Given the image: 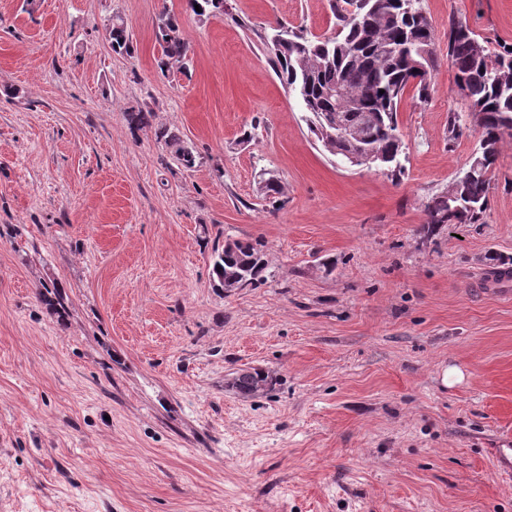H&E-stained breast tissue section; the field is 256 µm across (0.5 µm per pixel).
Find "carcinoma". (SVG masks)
Instances as JSON below:
<instances>
[{"instance_id": "obj_1", "label": "carcinoma", "mask_w": 512, "mask_h": 512, "mask_svg": "<svg viewBox=\"0 0 512 512\" xmlns=\"http://www.w3.org/2000/svg\"><path fill=\"white\" fill-rule=\"evenodd\" d=\"M224 0H188L187 7L201 20L224 14ZM200 9H195V6ZM336 33L310 36L302 28H291L287 42L270 51V62L278 78L299 100L308 130L339 162H344L353 144L341 137L327 138L323 128L336 119V105L327 90L340 83L352 93L359 109L345 120L360 129L362 144L385 158L379 167L398 178L404 172V134L398 121V105L412 90L427 103L432 94L431 72L439 57L433 26L417 19L423 14L420 0H330ZM112 50L130 53V37L120 17L107 28ZM156 40L161 47L157 66L161 73L175 67L189 69L190 45L182 36L178 17L168 11L158 17ZM424 43L430 48L429 73L408 83V48ZM448 65L455 83L463 85L465 111H448V147L463 135L470 123L479 141L465 167L448 187L425 206L426 233L445 224H476L486 211L495 169L505 138L512 139V45L490 51L463 22H448ZM181 166L196 165L197 155L181 137L165 129L156 131ZM267 264L259 241L235 240L214 250L211 277L214 285L234 287L240 276L250 285L266 280ZM39 297L51 309L64 307V299L53 281L45 282ZM273 379L261 369L251 372V394L272 387Z\"/></svg>"}]
</instances>
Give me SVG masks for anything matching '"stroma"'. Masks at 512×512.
Wrapping results in <instances>:
<instances>
[{
  "instance_id": "35a3bbf8",
  "label": "stroma",
  "mask_w": 512,
  "mask_h": 512,
  "mask_svg": "<svg viewBox=\"0 0 512 512\" xmlns=\"http://www.w3.org/2000/svg\"><path fill=\"white\" fill-rule=\"evenodd\" d=\"M423 6L439 63L431 100L398 106L394 180L324 153L268 61L278 26L333 32L329 0L203 21L185 0H0V512H512L492 453L512 439V296L474 286L512 267V144L478 223L423 230L478 140L448 143V20L494 50L512 0ZM165 10L188 72L156 67ZM234 240L263 242L265 282L214 287ZM245 367L271 389H229ZM111 23L107 28L112 50L118 53H130V37L127 32L124 21L120 17L110 19ZM156 138L159 142L163 141L165 147L169 150L173 158L184 168L190 169L196 165L197 155L184 144L181 137L166 129L156 131Z\"/></svg>"
}]
</instances>
